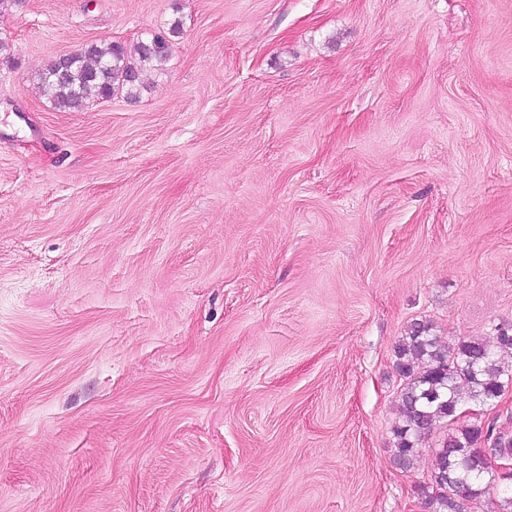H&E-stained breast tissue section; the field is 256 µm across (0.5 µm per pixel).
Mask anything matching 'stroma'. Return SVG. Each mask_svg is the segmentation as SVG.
Here are the masks:
<instances>
[{"mask_svg":"<svg viewBox=\"0 0 512 512\" xmlns=\"http://www.w3.org/2000/svg\"><path fill=\"white\" fill-rule=\"evenodd\" d=\"M176 20L138 100L40 95ZM0 41V512H426L394 347L512 323V0H22Z\"/></svg>","mask_w":512,"mask_h":512,"instance_id":"obj_1","label":"stroma"}]
</instances>
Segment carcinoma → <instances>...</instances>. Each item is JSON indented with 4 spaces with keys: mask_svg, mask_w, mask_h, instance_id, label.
<instances>
[{
    "mask_svg": "<svg viewBox=\"0 0 512 512\" xmlns=\"http://www.w3.org/2000/svg\"><path fill=\"white\" fill-rule=\"evenodd\" d=\"M182 33L178 20L168 30L142 40L130 58L119 44L90 43L80 51L54 61L38 77L43 96L57 109L80 111L90 91L106 98L119 91L127 98L141 94L144 67L158 69L170 56L172 39ZM512 346L481 338L445 345L433 334L428 321L415 320L405 329L394 349V368L402 381L399 420L393 427V458L407 466L419 453L438 423L448 433L438 443L434 484L423 486L418 497L429 512H473L484 500L494 512H512V487H499L485 469L488 454L512 457V432L488 423L459 416L464 403L489 406L504 383L512 381V367L504 357Z\"/></svg>",
    "mask_w": 512,
    "mask_h": 512,
    "instance_id": "1",
    "label": "carcinoma"
}]
</instances>
